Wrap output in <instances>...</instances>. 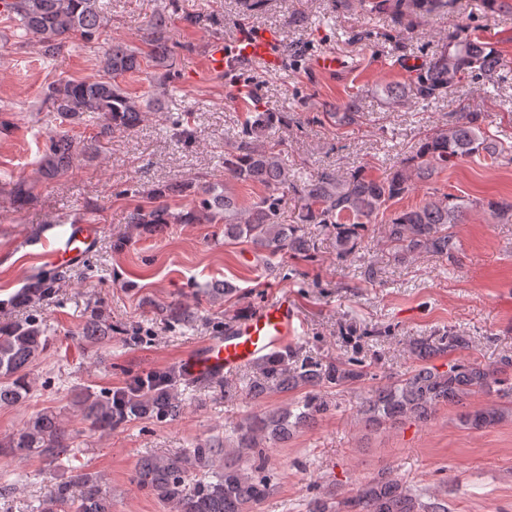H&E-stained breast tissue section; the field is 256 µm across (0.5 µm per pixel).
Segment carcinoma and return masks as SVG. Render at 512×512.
Segmentation results:
<instances>
[{"label": "carcinoma", "instance_id": "cac0c4a2", "mask_svg": "<svg viewBox=\"0 0 512 512\" xmlns=\"http://www.w3.org/2000/svg\"><path fill=\"white\" fill-rule=\"evenodd\" d=\"M373 12L391 13L398 33H410L413 20L450 10L454 0H362ZM8 18L34 35L44 55L52 57L69 39L77 37L89 44L99 38L105 16L99 0H9ZM171 15L154 13L147 22L150 51L145 54L121 43H114L99 56L100 75L84 81H59L48 86L46 102L71 124L92 122L98 128L96 139L82 145L67 134L49 137V145L39 161V172L46 181L69 169L74 159L88 160L98 151L100 139L114 129H133L150 111L151 103L126 92L118 78L143 71L148 62L156 69L149 78L166 89L170 79V49L166 34ZM502 66L499 55L474 35L461 38L448 35V49L418 68L404 85L385 88L390 100L408 98L437 100L446 95L465 75L491 79ZM359 102L349 99L336 105L330 116L336 125H349L359 118ZM279 112H258L246 125L267 129L282 122ZM484 112L468 104L451 113L448 124L425 135L412 154L400 159L393 170L381 177L362 171L343 178L323 170L304 181L288 168L275 147L234 145L224 151V172L231 179L259 183L270 193L254 202L242 214L235 199L224 191L222 182H185L154 189L150 204L129 211L126 223L138 233L165 224H222L224 240H246L257 247L258 261L270 265L272 259L289 255L302 260L316 259L313 244L300 224L279 221L287 193L300 202L301 224H324L336 228V256L356 255L363 232L389 203L405 195L418 180H427L439 166L481 154L491 159L512 152L490 139L484 131ZM10 192L21 205L34 199L33 187L23 179L12 183ZM173 193L191 197L188 207L173 212L166 199ZM502 224L512 223V199L488 204ZM469 201L451 194L402 209L381 225L384 243L392 261L403 264L421 254L447 259L454 257L457 245L452 228L464 222ZM65 273L41 268L25 278L15 295L21 303H35L56 293ZM164 317L177 324H188L190 308L174 301L163 308ZM112 322L104 310L93 305L88 310L85 338L94 344L112 342ZM45 320L32 316L0 327V405H15L30 393V365L47 346ZM471 339L453 328L439 336H423L409 345V353L419 365L391 377L387 384L368 391L357 409L366 427L396 425L413 420L428 423L437 409L448 403L463 404L475 395L489 398L484 404L465 411L461 421L470 429L492 427L512 415V402L501 404L491 397L512 399V356L503 355L490 366L466 357ZM459 357L448 361V368L432 365L437 358ZM257 375L243 388L224 385V395L242 391L259 404L272 393H296L286 406L267 410L233 426L232 435L214 436L176 454L141 458L132 478L137 489L172 506L174 512H249L270 495L275 483L269 472L265 448L288 440L290 435L309 427L334 407L330 395L341 388L361 386L373 379L370 365L355 358L324 356L298 359L286 349L261 359ZM181 375L175 370L160 372L148 379L137 378L126 388L103 395H85L76 404L82 419L95 431L107 433L131 419L148 418L157 422L172 420L183 406L178 389ZM74 435L60 416L40 411L0 440V455L23 462L39 457L49 468L62 455L73 450ZM196 469L209 472L206 480L191 481ZM37 512H112V495L100 475L85 468L73 472L70 480L49 482ZM308 512H448V502L438 497L422 500L404 482L382 475L360 486L356 492L336 500L316 496Z\"/></svg>", "mask_w": 512, "mask_h": 512}]
</instances>
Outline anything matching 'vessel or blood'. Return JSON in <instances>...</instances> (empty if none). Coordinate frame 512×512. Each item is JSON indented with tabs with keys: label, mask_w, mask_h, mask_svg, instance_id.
Listing matches in <instances>:
<instances>
[{
	"label": "vessel or blood",
	"mask_w": 512,
	"mask_h": 512,
	"mask_svg": "<svg viewBox=\"0 0 512 512\" xmlns=\"http://www.w3.org/2000/svg\"><path fill=\"white\" fill-rule=\"evenodd\" d=\"M276 41L275 31L264 30L241 33L230 49L223 42H214L207 55V68L222 74L245 60H259L267 68H275L279 63L272 52ZM95 235L94 225H69L59 237L57 249L48 254V261L55 266L70 262L91 246ZM298 320L294 300L280 295L240 320L226 334L196 346L182 362L183 373L192 380L218 379L234 373L283 347L295 336Z\"/></svg>",
	"instance_id": "b4317fda"
}]
</instances>
